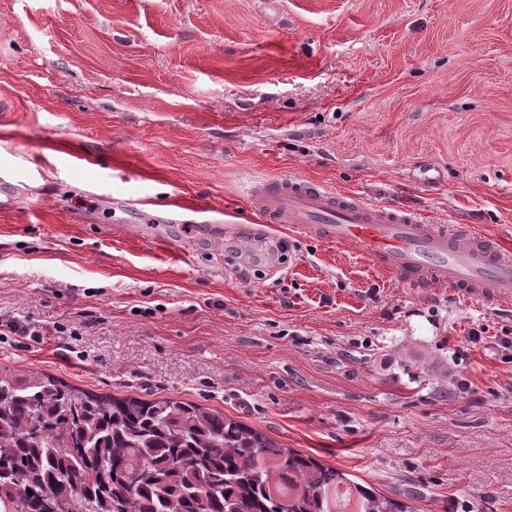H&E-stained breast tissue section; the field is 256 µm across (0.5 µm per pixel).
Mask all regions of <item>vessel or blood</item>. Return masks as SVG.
Listing matches in <instances>:
<instances>
[{"label": "vessel or blood", "mask_w": 512, "mask_h": 512, "mask_svg": "<svg viewBox=\"0 0 512 512\" xmlns=\"http://www.w3.org/2000/svg\"><path fill=\"white\" fill-rule=\"evenodd\" d=\"M247 196L262 223L286 224L300 237L363 249L400 282L512 311V252L469 227L436 224L410 208L372 204L302 178H256Z\"/></svg>", "instance_id": "1"}]
</instances>
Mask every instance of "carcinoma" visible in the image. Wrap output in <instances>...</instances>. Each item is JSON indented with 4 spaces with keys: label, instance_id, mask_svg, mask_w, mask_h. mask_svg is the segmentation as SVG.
Returning a JSON list of instances; mask_svg holds the SVG:
<instances>
[{
    "label": "carcinoma",
    "instance_id": "cac0c4a2",
    "mask_svg": "<svg viewBox=\"0 0 512 512\" xmlns=\"http://www.w3.org/2000/svg\"><path fill=\"white\" fill-rule=\"evenodd\" d=\"M415 512L218 409L0 366V512Z\"/></svg>",
    "mask_w": 512,
    "mask_h": 512
}]
</instances>
